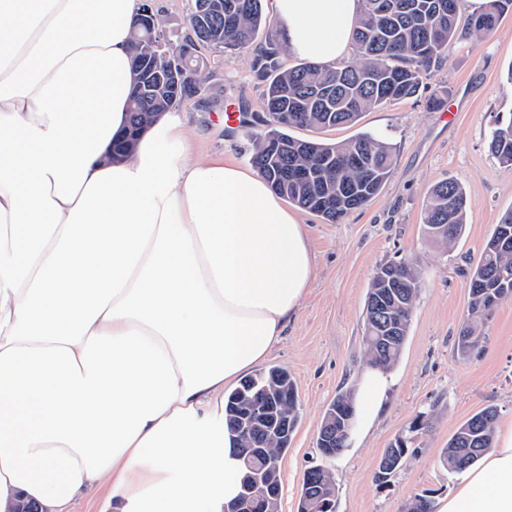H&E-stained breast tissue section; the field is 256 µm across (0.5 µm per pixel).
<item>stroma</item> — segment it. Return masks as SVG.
I'll return each mask as SVG.
<instances>
[{
  "mask_svg": "<svg viewBox=\"0 0 512 512\" xmlns=\"http://www.w3.org/2000/svg\"><path fill=\"white\" fill-rule=\"evenodd\" d=\"M212 86L219 99L258 100L261 90L245 51L216 53ZM512 15L493 34L449 43L448 59L429 72L419 94L363 113L356 125L299 129L296 137L341 142L368 131L393 147L392 172L364 207L328 224L300 211L317 274L268 366L294 377L301 419L281 461V512H296L304 471L318 464L317 432L338 392L359 389L367 365L363 317L376 268L400 259L420 260L424 285L416 300L398 363L387 372L388 400L370 423L356 422L347 447L328 461L336 484V512H405L418 495L454 491L463 473L448 469L443 451L457 427L486 406L499 423L512 421V300L494 308L480 344L468 357L456 352L467 316V273L477 262L500 215L512 208V166L489 150L498 121L512 118ZM454 110L452 120L442 118ZM187 130L173 157L211 158L250 165L246 131L230 127L223 112H200L193 103L175 113ZM451 178L467 195L465 231L453 249L426 235L422 211L428 188ZM428 428L412 430L418 415ZM415 455L386 486L374 480L378 462L397 439Z\"/></svg>",
  "mask_w": 512,
  "mask_h": 512,
  "instance_id": "35a3bbf8",
  "label": "stroma"
}]
</instances>
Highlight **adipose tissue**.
<instances>
[{
	"label": "adipose tissue",
	"instance_id": "ef3b65f1",
	"mask_svg": "<svg viewBox=\"0 0 512 512\" xmlns=\"http://www.w3.org/2000/svg\"><path fill=\"white\" fill-rule=\"evenodd\" d=\"M142 0H0V512H224L242 468L224 391L264 362L316 275L257 171L175 162L161 120L111 156ZM296 55L352 45L358 0H272ZM434 512H512V424Z\"/></svg>",
	"mask_w": 512,
	"mask_h": 512
}]
</instances>
